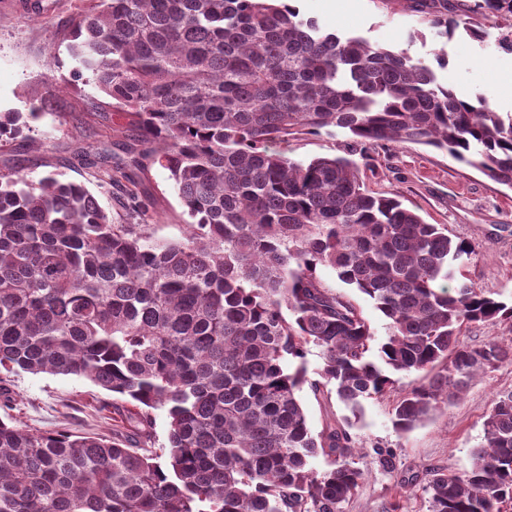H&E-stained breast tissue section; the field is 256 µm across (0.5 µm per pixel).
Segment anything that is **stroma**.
Listing matches in <instances>:
<instances>
[{
	"label": "stroma",
	"instance_id": "35a3bbf8",
	"mask_svg": "<svg viewBox=\"0 0 512 512\" xmlns=\"http://www.w3.org/2000/svg\"><path fill=\"white\" fill-rule=\"evenodd\" d=\"M48 2L50 12L38 17L26 10V0H0V112H24L32 105L42 110L29 138L0 140V171L25 166L37 177L43 164H50L66 179L84 183L99 205L111 211V194L78 156L90 145L121 156L126 121L111 100L78 75L65 42L54 33L56 24L84 0ZM299 7L330 30L409 50L434 66L439 82L454 92L469 100L487 96L495 111L512 113V51L499 45L512 27L508 21L483 19L479 37L461 31L447 41L419 24L402 0L387 8L380 0H300ZM441 55L446 65H438ZM347 143L337 130L297 135L279 148L292 158L310 160L346 155ZM359 171L370 191L398 196L425 223L445 225L452 238L476 243L479 254L464 267V281L512 304V188L446 152L409 142L372 151L360 161ZM139 192L153 237L182 238L188 216L168 171L149 166L140 175ZM8 387L12 399L0 400V420L26 429L108 435L119 417L114 409L100 411L104 392L83 379L21 373L11 377ZM511 389L512 363H505L475 380L453 405L404 434L390 421L393 396L365 401L350 430L354 460L364 477L345 512H380L391 501L399 503V512H429L427 495L421 486L407 485V478L425 477L435 467L451 473L470 469L493 397ZM381 448L393 451L394 469L378 465Z\"/></svg>",
	"mask_w": 512,
	"mask_h": 512
}]
</instances>
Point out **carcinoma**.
Wrapping results in <instances>:
<instances>
[{
  "label": "carcinoma",
  "instance_id": "obj_1",
  "mask_svg": "<svg viewBox=\"0 0 512 512\" xmlns=\"http://www.w3.org/2000/svg\"><path fill=\"white\" fill-rule=\"evenodd\" d=\"M407 8L446 39L478 35V16L512 19V0ZM62 28L78 73L135 133L122 165L81 156L126 219L57 171L0 172V372L85 379L130 405L138 440L0 420V512H343L363 477L353 423L313 434L304 388L334 385L355 417L394 392L392 425L408 432L512 362V342L459 340L512 318V304L448 288L476 246L370 192L351 159L412 142L512 188L511 114L457 99L409 50L339 35L286 0H87ZM39 116L1 112L0 139ZM331 128L350 134L348 155L271 149ZM146 162L169 172L191 218L179 240L141 223L133 172ZM320 266L386 318L382 340ZM410 375L423 381L397 389ZM483 431L469 470L428 473L429 512L512 504V391L494 396Z\"/></svg>",
  "mask_w": 512,
  "mask_h": 512
}]
</instances>
